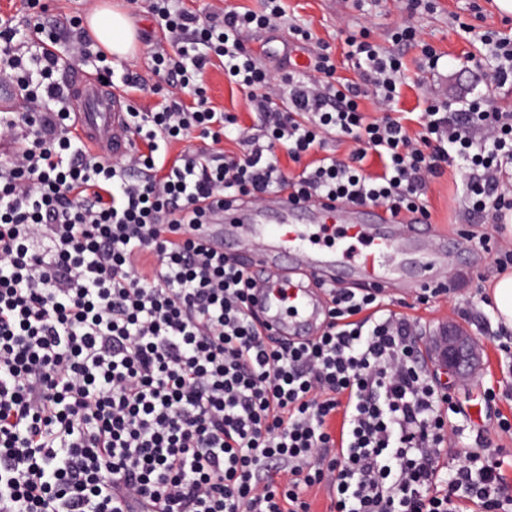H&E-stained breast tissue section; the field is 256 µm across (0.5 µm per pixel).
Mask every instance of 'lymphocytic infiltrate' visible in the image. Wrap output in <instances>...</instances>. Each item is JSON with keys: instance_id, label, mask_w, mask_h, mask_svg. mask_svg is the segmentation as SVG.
<instances>
[{"instance_id": "obj_1", "label": "lymphocytic infiltrate", "mask_w": 512, "mask_h": 512, "mask_svg": "<svg viewBox=\"0 0 512 512\" xmlns=\"http://www.w3.org/2000/svg\"><path fill=\"white\" fill-rule=\"evenodd\" d=\"M152 10L171 47L152 56L161 101L130 108L135 145L114 160L82 148L60 76L77 59L111 79L107 52L79 21L45 20V0L0 18V77L27 106L0 113V138L17 140L0 165V512H311L316 487L333 512H512L491 442L441 464L457 404L384 289L322 284L318 336L275 345L241 259L186 233L274 193L425 218L427 183L457 164L465 216L503 220L512 113L434 105L412 134L389 112L402 63L370 34L347 35L342 54L378 118L328 49L279 78L243 49L240 33L276 26L283 0L204 20L179 0ZM215 57L257 125L209 106ZM194 135L211 149L169 156ZM332 135L355 142L349 161L326 151Z\"/></svg>"}]
</instances>
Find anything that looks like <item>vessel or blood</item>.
<instances>
[{
	"mask_svg": "<svg viewBox=\"0 0 512 512\" xmlns=\"http://www.w3.org/2000/svg\"><path fill=\"white\" fill-rule=\"evenodd\" d=\"M78 103L77 123L82 142L92 150L121 155L133 147L126 128L127 103L96 76L76 71L69 79ZM367 221L346 217L339 206L310 207L280 198L248 209L228 208L218 223L194 228V235L213 248L229 250L256 246L251 271L256 280L252 306L261 310L270 334L304 340L319 328L324 311L313 289L290 277L292 269L321 274L330 280L383 285L402 279L398 258L412 247L420 249V265L410 289L421 292L446 283L448 233L435 224L395 222L374 209ZM335 233L337 244L328 249L311 245L316 229Z\"/></svg>",
	"mask_w": 512,
	"mask_h": 512,
	"instance_id": "obj_1",
	"label": "vessel or blood"
}]
</instances>
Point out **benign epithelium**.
Here are the masks:
<instances>
[{"mask_svg":"<svg viewBox=\"0 0 512 512\" xmlns=\"http://www.w3.org/2000/svg\"><path fill=\"white\" fill-rule=\"evenodd\" d=\"M483 351L479 340L452 320L441 323L427 343L432 370L459 384H467L478 377Z\"/></svg>","mask_w":512,"mask_h":512,"instance_id":"obj_1","label":"benign epithelium"}]
</instances>
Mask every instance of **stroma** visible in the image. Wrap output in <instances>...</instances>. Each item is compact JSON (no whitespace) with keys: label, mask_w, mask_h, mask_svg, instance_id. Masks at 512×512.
<instances>
[{"label":"stroma","mask_w":512,"mask_h":512,"mask_svg":"<svg viewBox=\"0 0 512 512\" xmlns=\"http://www.w3.org/2000/svg\"><path fill=\"white\" fill-rule=\"evenodd\" d=\"M105 1L127 13L137 28L133 53L113 58L112 69L115 75L129 72L144 80L145 90L133 93L132 100L140 110H149L157 100L151 88L158 81L152 72L151 55L165 43L152 16L151 0H46L50 17L64 24L73 16H87ZM407 22L414 27L416 39L404 54L408 81L401 90L396 111L415 120L431 99L447 102L465 96L491 100L498 109L512 110V83L494 87L485 84L481 74L491 68L493 60L479 38L464 39L462 32L466 24L481 31L512 30V18L496 13L493 0H431L430 9L412 16L408 15L404 0H373L369 5L364 0H288L287 17L276 30H245L241 42L251 49L275 35L287 38L292 25L299 24L308 27L313 38L297 42L296 47L310 56L325 44L339 47L348 32L361 29L369 30L382 47L389 49L393 46L392 33ZM427 45L441 56L437 69H429L426 63L422 49ZM205 80L213 106L248 115L246 93L225 80L221 67L207 66ZM461 180V171L449 168L426 191L432 223L444 226L452 238L466 240L472 251L449 267L446 292L437 297L430 309H418L419 330L429 333L441 321L459 318L484 344L485 367L481 376L466 385L448 386L461 408L460 414L453 417L459 430L451 435L448 445L459 448L480 437L490 438L494 446L503 450L501 471L512 483V430L505 432L499 427L504 420L512 423V367L499 349L501 330L495 323L483 321L472 304L478 280H491L500 267L495 248L479 246L480 238L491 231L490 218L479 215L468 223L459 218L464 208Z\"/></svg>","instance_id":"obj_1"}]
</instances>
